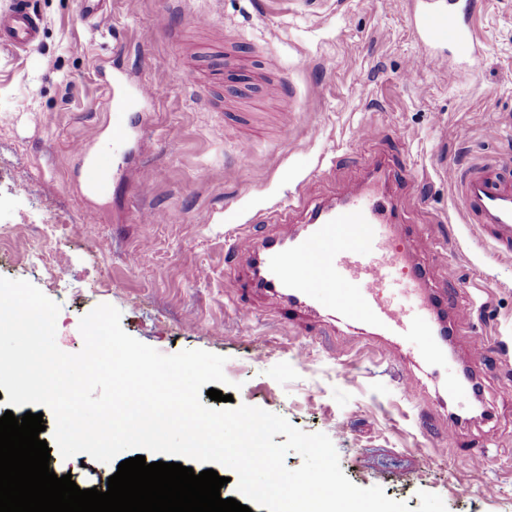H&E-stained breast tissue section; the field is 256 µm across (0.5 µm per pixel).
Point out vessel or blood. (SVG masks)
I'll use <instances>...</instances> for the list:
<instances>
[{
    "mask_svg": "<svg viewBox=\"0 0 512 512\" xmlns=\"http://www.w3.org/2000/svg\"><path fill=\"white\" fill-rule=\"evenodd\" d=\"M411 25L422 49L418 64L442 69L455 64L465 70L481 47L472 21L483 0H416ZM41 20L26 0H11L0 10V45L31 47L39 38ZM155 92L144 81L116 77L109 82L108 110L114 119L113 143L130 139L133 130L124 115L153 103ZM110 160L99 156L86 166L85 187H106ZM392 164L373 160L367 177L347 187L335 202L313 207L305 224L287 234L258 239L247 232L234 234L232 250L260 257L262 271L247 286L282 299L289 314L316 305L339 311L346 321L365 323L379 335L405 340L421 339L419 355L427 362L438 359L437 322L432 313L429 269L406 260L407 248L393 234L394 198L376 181L389 178ZM467 223L491 240L498 251L512 257V180L491 161L448 171ZM314 264L318 274L307 277L303 269Z\"/></svg>",
    "mask_w": 512,
    "mask_h": 512,
    "instance_id": "b4317fda",
    "label": "vessel or blood"
}]
</instances>
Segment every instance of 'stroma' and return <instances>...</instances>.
Listing matches in <instances>:
<instances>
[{
	"label": "stroma",
	"mask_w": 512,
	"mask_h": 512,
	"mask_svg": "<svg viewBox=\"0 0 512 512\" xmlns=\"http://www.w3.org/2000/svg\"><path fill=\"white\" fill-rule=\"evenodd\" d=\"M28 2L42 19L38 47H0V232L9 238L0 276L59 304L58 347L81 351V318L113 305L123 330L161 353L226 356L235 404L326 434L353 484L381 487L413 512L422 491L447 512H512V258L464 223L448 181L463 160L512 169V0H485L473 20L482 55L468 71L426 67L411 79L420 46L409 0H111L97 27L81 0ZM228 35L230 75L213 67ZM119 38L128 52L116 53ZM111 72L156 93L146 112L129 114L137 133L121 145L109 135ZM362 126L371 137L356 138ZM77 141L85 154L72 153ZM101 154L112 161L109 182L93 194L84 172ZM389 154L406 165L393 192L413 261L435 270L440 298L473 304L465 317L449 314V359L419 371L411 402L400 392L411 362H382L367 326L325 308L287 321L264 292L250 294L254 321L242 324L233 306L252 270L224 245L237 231L282 232L255 218L298 190L287 224H303L308 209L361 180L368 159ZM145 213L152 223H141ZM424 237L446 250L425 252ZM35 250L55 255L56 273L29 261ZM461 368L482 390L464 412L446 399ZM442 443L447 462L431 465ZM473 448L482 463L463 464ZM50 467L102 492L118 469L56 451Z\"/></svg>",
	"instance_id": "obj_1"
}]
</instances>
